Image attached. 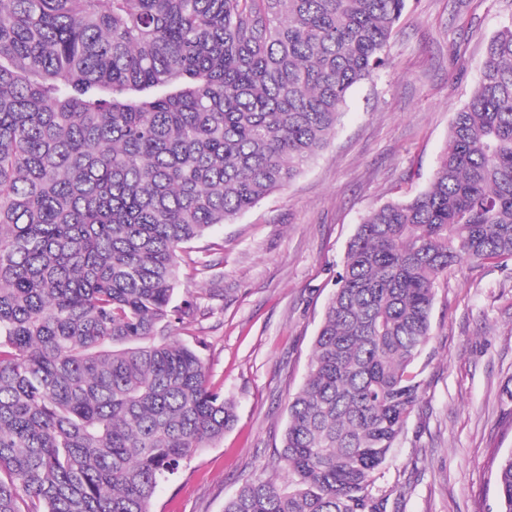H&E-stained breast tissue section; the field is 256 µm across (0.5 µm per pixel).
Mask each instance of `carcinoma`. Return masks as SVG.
I'll return each instance as SVG.
<instances>
[{
    "instance_id": "obj_1",
    "label": "carcinoma",
    "mask_w": 512,
    "mask_h": 512,
    "mask_svg": "<svg viewBox=\"0 0 512 512\" xmlns=\"http://www.w3.org/2000/svg\"><path fill=\"white\" fill-rule=\"evenodd\" d=\"M407 0H0V512H151L234 406L172 336L192 243L288 186ZM512 259V27L429 186L349 242L272 473L224 512H386L435 288ZM512 512V453L497 468Z\"/></svg>"
}]
</instances>
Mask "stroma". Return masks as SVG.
Wrapping results in <instances>:
<instances>
[{
    "label": "stroma",
    "mask_w": 512,
    "mask_h": 512,
    "mask_svg": "<svg viewBox=\"0 0 512 512\" xmlns=\"http://www.w3.org/2000/svg\"><path fill=\"white\" fill-rule=\"evenodd\" d=\"M512 24V0H407L388 63L351 92L328 147L288 187L194 248L208 267L177 300L224 298L189 332L238 419L184 460L152 512H224L276 456L288 399L303 384L325 305L362 217L424 190L453 115L484 68V45ZM214 242L221 254L208 252ZM421 399L375 482L387 512H497L495 472L512 453V260L468 262L435 290Z\"/></svg>",
    "instance_id": "1"
}]
</instances>
